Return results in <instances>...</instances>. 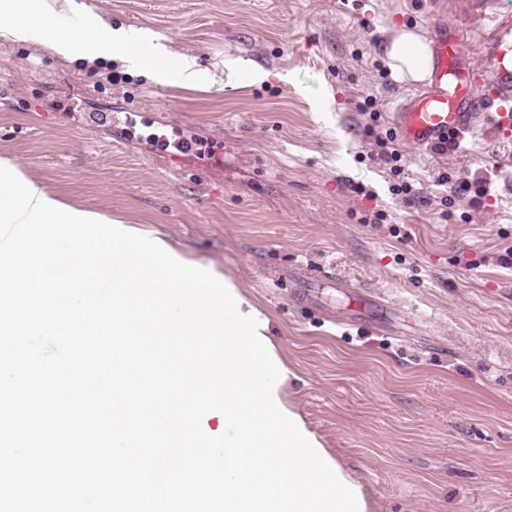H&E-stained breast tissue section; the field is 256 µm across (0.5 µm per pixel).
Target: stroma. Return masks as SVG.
Segmentation results:
<instances>
[{
	"mask_svg": "<svg viewBox=\"0 0 512 512\" xmlns=\"http://www.w3.org/2000/svg\"><path fill=\"white\" fill-rule=\"evenodd\" d=\"M76 2L66 24L150 33L201 79L116 62L113 85L0 38V159L231 277L285 368L283 402L370 512H512V138L488 118L446 153L408 146L393 114L420 86L384 56L393 28L458 24L455 0ZM404 180L423 203L391 194ZM314 271L339 285L311 303L292 278ZM353 289L389 329L351 318Z\"/></svg>",
	"mask_w": 512,
	"mask_h": 512,
	"instance_id": "35a3bbf8",
	"label": "stroma"
}]
</instances>
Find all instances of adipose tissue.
<instances>
[{
  "mask_svg": "<svg viewBox=\"0 0 512 512\" xmlns=\"http://www.w3.org/2000/svg\"><path fill=\"white\" fill-rule=\"evenodd\" d=\"M76 8L75 0H0V32L17 41L39 43L68 61L91 63L116 57L147 72L175 71L184 84L197 82L199 72L191 58L168 59L143 52L132 33L95 20L77 28L68 27L63 18ZM385 56L400 79L413 83L429 80L433 51L419 30L396 29L385 47Z\"/></svg>",
  "mask_w": 512,
  "mask_h": 512,
  "instance_id": "adipose-tissue-1",
  "label": "adipose tissue"
}]
</instances>
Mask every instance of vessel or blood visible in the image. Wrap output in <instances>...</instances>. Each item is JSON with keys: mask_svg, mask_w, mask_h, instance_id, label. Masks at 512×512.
Returning <instances> with one entry per match:
<instances>
[{"mask_svg": "<svg viewBox=\"0 0 512 512\" xmlns=\"http://www.w3.org/2000/svg\"><path fill=\"white\" fill-rule=\"evenodd\" d=\"M474 13L489 21L478 45L484 64L474 66L465 49L466 26L436 40L428 87L394 114L401 138L411 147L462 137L489 113L496 115L501 131L512 129V17L498 15L494 0H462L460 17Z\"/></svg>", "mask_w": 512, "mask_h": 512, "instance_id": "vessel-or-blood-1", "label": "vessel or blood"}]
</instances>
